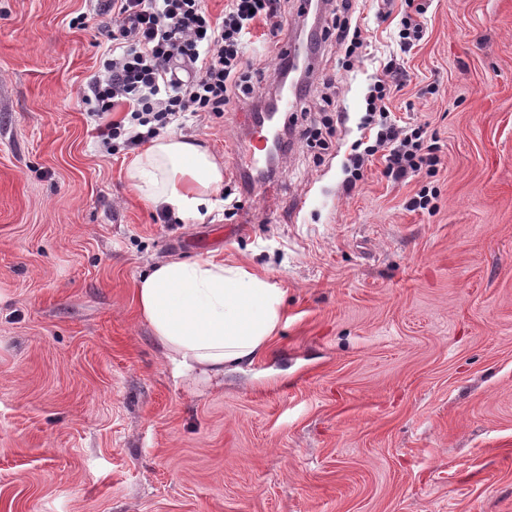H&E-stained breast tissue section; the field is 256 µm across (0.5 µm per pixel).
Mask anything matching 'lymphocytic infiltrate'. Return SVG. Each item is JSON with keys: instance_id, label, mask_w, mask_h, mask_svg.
Masks as SVG:
<instances>
[{"instance_id": "obj_1", "label": "lymphocytic infiltrate", "mask_w": 512, "mask_h": 512, "mask_svg": "<svg viewBox=\"0 0 512 512\" xmlns=\"http://www.w3.org/2000/svg\"><path fill=\"white\" fill-rule=\"evenodd\" d=\"M286 0H227L212 15L202 0H99L115 26L106 36L112 52L91 79L84 98L92 115L123 110L121 120L99 125L106 150L114 140L133 149L185 115L231 111L239 96L262 88L245 60L255 30L277 35ZM394 63L376 72L366 97L363 128L373 140L350 158L352 180L382 155L387 176L399 180L437 165L423 126L388 123L386 102L399 87Z\"/></svg>"}]
</instances>
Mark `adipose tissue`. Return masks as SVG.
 Returning a JSON list of instances; mask_svg holds the SVG:
<instances>
[{
    "label": "adipose tissue",
    "mask_w": 512,
    "mask_h": 512,
    "mask_svg": "<svg viewBox=\"0 0 512 512\" xmlns=\"http://www.w3.org/2000/svg\"><path fill=\"white\" fill-rule=\"evenodd\" d=\"M126 179L144 200L185 219L211 212L224 187V165L201 145L163 133L129 163ZM135 297L177 376L217 377L253 363L283 318V288L245 266L212 258L153 264Z\"/></svg>",
    "instance_id": "1"
}]
</instances>
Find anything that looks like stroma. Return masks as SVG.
Returning a JSON list of instances; mask_svg holds the SVG:
<instances>
[{
    "instance_id": "35a3bbf8",
    "label": "stroma",
    "mask_w": 512,
    "mask_h": 512,
    "mask_svg": "<svg viewBox=\"0 0 512 512\" xmlns=\"http://www.w3.org/2000/svg\"><path fill=\"white\" fill-rule=\"evenodd\" d=\"M425 6L404 55L401 16ZM352 67L318 42L274 176L243 115L186 118L238 209L162 223L81 100L112 43L95 0H0V512H512V0H359ZM85 17L77 25L76 17ZM439 163L347 188L380 61ZM337 112L324 115L325 82ZM438 83V94L427 92ZM331 119L327 149L311 128ZM432 211H411L421 188ZM221 258L285 291L252 365L173 377L141 319L158 261Z\"/></svg>"
}]
</instances>
